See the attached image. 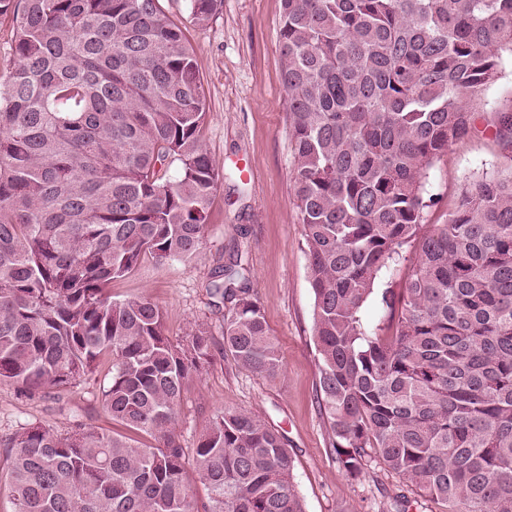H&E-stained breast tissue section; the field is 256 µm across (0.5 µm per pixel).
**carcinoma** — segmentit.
Segmentation results:
<instances>
[{"label": "carcinoma", "mask_w": 512, "mask_h": 512, "mask_svg": "<svg viewBox=\"0 0 512 512\" xmlns=\"http://www.w3.org/2000/svg\"><path fill=\"white\" fill-rule=\"evenodd\" d=\"M189 2L200 28L221 6ZM281 5L330 451L352 480L374 462L448 512H512V166L465 182L446 223L424 228L429 169L478 132L471 102L512 55V0ZM1 18L15 65L0 95V381L45 393L109 357L102 410L125 429L1 439L14 512H305L265 419L224 410L191 456L173 433L185 380L214 359L209 327L176 339L151 299L110 293L146 256L198 258L224 181L182 28L161 0H0ZM412 244L396 292L385 277ZM250 280L239 251L211 274L212 306L232 304L221 354L274 379ZM373 300L389 336L363 318Z\"/></svg>", "instance_id": "cac0c4a2"}]
</instances>
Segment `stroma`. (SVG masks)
<instances>
[{
	"label": "stroma",
	"mask_w": 512,
	"mask_h": 512,
	"mask_svg": "<svg viewBox=\"0 0 512 512\" xmlns=\"http://www.w3.org/2000/svg\"><path fill=\"white\" fill-rule=\"evenodd\" d=\"M192 45L207 99L205 147L216 163L234 170L218 188L207 220L206 244L191 263L155 264L112 282L116 300L147 297L163 311L170 336L207 324L221 338L223 314L211 305L210 273L232 249L242 250L252 269L251 287L280 349L284 373L266 380L216 359L189 378L174 433L193 450L213 417L226 409L253 412L285 437L294 458L293 480L306 512H389L393 497L408 512H448L396 475L371 465L349 480L329 449L328 425L315 402L319 372L312 339L313 293L307 282L302 226L291 181L288 96L281 79L278 27L281 0H223L207 27L195 26L186 0H162ZM474 108L477 134L451 145L431 168L426 189L437 198L430 224L448 218L461 185L511 163L495 137L497 113L512 111V58L504 57L499 79ZM110 378L102 366L91 380L47 397H32L0 383V439L30 423L65 434L78 425L111 428L101 409Z\"/></svg>",
	"instance_id": "stroma-1"
}]
</instances>
